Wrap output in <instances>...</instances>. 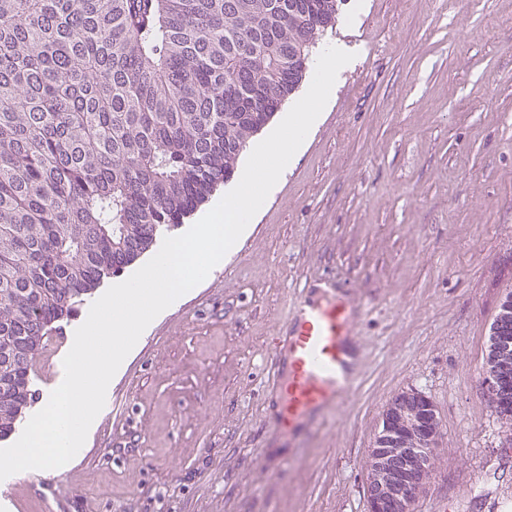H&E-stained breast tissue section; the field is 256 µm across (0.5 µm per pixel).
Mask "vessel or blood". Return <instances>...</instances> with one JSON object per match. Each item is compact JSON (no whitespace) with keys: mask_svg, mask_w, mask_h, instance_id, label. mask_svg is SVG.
<instances>
[{"mask_svg":"<svg viewBox=\"0 0 512 512\" xmlns=\"http://www.w3.org/2000/svg\"><path fill=\"white\" fill-rule=\"evenodd\" d=\"M360 309L345 285L333 280L316 283L295 301L282 328L268 339L276 368L268 386L275 432L305 430L355 388L364 368L363 343L355 330Z\"/></svg>","mask_w":512,"mask_h":512,"instance_id":"1","label":"vessel or blood"}]
</instances>
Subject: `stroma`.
I'll return each instance as SVG.
<instances>
[{"label": "stroma", "instance_id": "stroma-1", "mask_svg": "<svg viewBox=\"0 0 512 512\" xmlns=\"http://www.w3.org/2000/svg\"><path fill=\"white\" fill-rule=\"evenodd\" d=\"M332 36L357 62L249 235L140 338L82 453L0 483V512H368L370 448L409 389L443 423L412 512L512 503V439L482 390L512 287V0H347ZM325 275L365 310L363 376L274 437L265 342ZM83 320L54 332L39 389ZM271 446L289 456L260 469Z\"/></svg>", "mask_w": 512, "mask_h": 512}]
</instances>
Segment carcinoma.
<instances>
[{
	"label": "carcinoma",
	"mask_w": 512,
	"mask_h": 512,
	"mask_svg": "<svg viewBox=\"0 0 512 512\" xmlns=\"http://www.w3.org/2000/svg\"><path fill=\"white\" fill-rule=\"evenodd\" d=\"M345 0H0V439L38 399L58 323L235 174L296 92ZM484 396L512 437V290L490 328ZM433 402L386 405L368 504L410 512L437 458Z\"/></svg>",
	"instance_id": "obj_1"
}]
</instances>
